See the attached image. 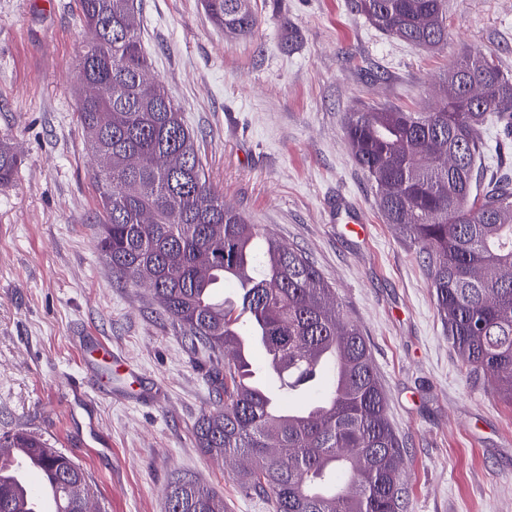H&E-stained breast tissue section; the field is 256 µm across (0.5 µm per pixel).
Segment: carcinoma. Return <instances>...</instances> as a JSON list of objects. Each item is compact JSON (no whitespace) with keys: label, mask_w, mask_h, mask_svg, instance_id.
Listing matches in <instances>:
<instances>
[{"label":"carcinoma","mask_w":512,"mask_h":512,"mask_svg":"<svg viewBox=\"0 0 512 512\" xmlns=\"http://www.w3.org/2000/svg\"><path fill=\"white\" fill-rule=\"evenodd\" d=\"M85 30L76 118L104 164L94 180L97 246L125 283L147 285L161 314L194 351L225 354L216 400L195 422L198 447L245 461V488L274 512H405V452L386 416V391L360 328L305 254L265 235L206 175L195 132L152 74L141 44L142 0H78ZM398 40L436 48L448 38L446 0H351ZM232 37L258 23L251 0H204ZM465 52L426 112L367 105L344 127L356 163L375 187L386 223L418 245L448 338L476 380L512 406V179L485 176L482 129L512 123V74ZM21 159L0 140V186ZM238 301L211 300L214 275ZM250 340L272 388L307 398L303 413L275 414L243 379ZM41 465L62 501L85 512L84 469L27 432L0 436V458ZM0 512H31L25 491L0 469ZM166 512H224V499L185 477L170 483Z\"/></svg>","instance_id":"obj_1"}]
</instances>
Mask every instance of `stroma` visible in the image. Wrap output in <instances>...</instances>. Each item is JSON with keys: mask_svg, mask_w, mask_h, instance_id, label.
Masks as SVG:
<instances>
[{"mask_svg": "<svg viewBox=\"0 0 512 512\" xmlns=\"http://www.w3.org/2000/svg\"><path fill=\"white\" fill-rule=\"evenodd\" d=\"M252 4L257 26L230 40L201 0H143L155 75L225 203L302 249L368 339L407 451V512H512V408L452 346L423 254L384 221L343 134L363 104H435L462 53L512 72V0H448V42L431 50L378 31L348 0ZM83 45L77 0H0V139L22 159L0 186V434L22 428L64 449L106 512H165L183 476L224 512H272L196 445L215 357L189 351L149 288L113 277L95 246L97 161L73 92ZM353 217L365 237L348 231ZM88 336L126 360L99 365L111 399L85 397L106 449L69 415Z\"/></svg>", "mask_w": 512, "mask_h": 512, "instance_id": "1", "label": "stroma"}]
</instances>
